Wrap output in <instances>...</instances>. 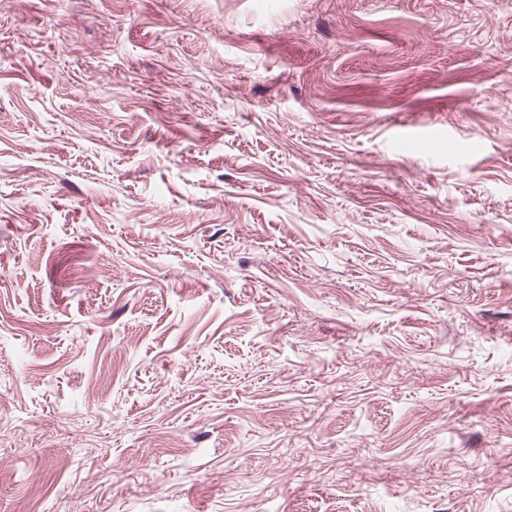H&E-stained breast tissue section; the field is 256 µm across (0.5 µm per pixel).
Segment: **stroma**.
I'll return each mask as SVG.
<instances>
[{
  "label": "stroma",
  "instance_id": "1",
  "mask_svg": "<svg viewBox=\"0 0 512 512\" xmlns=\"http://www.w3.org/2000/svg\"><path fill=\"white\" fill-rule=\"evenodd\" d=\"M0 512H512V0H0Z\"/></svg>",
  "mask_w": 512,
  "mask_h": 512
}]
</instances>
